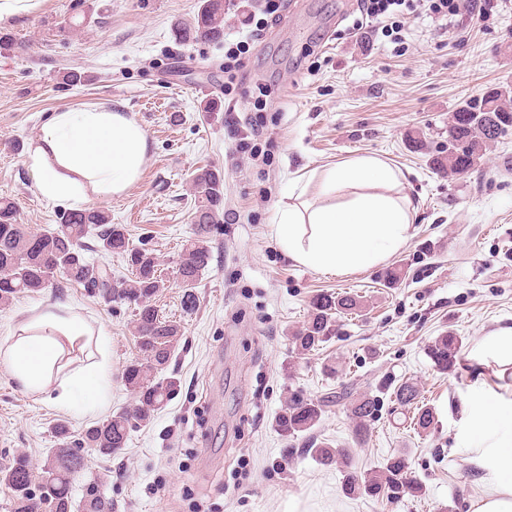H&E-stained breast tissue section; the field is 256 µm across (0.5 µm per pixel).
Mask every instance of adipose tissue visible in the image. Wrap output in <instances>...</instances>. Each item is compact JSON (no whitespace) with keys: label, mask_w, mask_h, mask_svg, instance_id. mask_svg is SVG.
Here are the masks:
<instances>
[{"label":"adipose tissue","mask_w":512,"mask_h":512,"mask_svg":"<svg viewBox=\"0 0 512 512\" xmlns=\"http://www.w3.org/2000/svg\"><path fill=\"white\" fill-rule=\"evenodd\" d=\"M148 137L132 115L100 107L54 113L40 128L26 165L44 199L70 204L89 194L121 197L140 179ZM403 174L376 156H359L318 174L319 190L299 186L278 210L274 236L294 263L342 274L385 262L411 237L414 207L399 195ZM87 351L84 365L65 368L69 350ZM479 372H512V325L482 336L463 355ZM0 367L26 393L82 418L112 398L108 341L69 301L46 303L11 328L0 344ZM462 433L486 473L471 512H512V398L477 386Z\"/></svg>","instance_id":"obj_1"}]
</instances>
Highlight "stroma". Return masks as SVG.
<instances>
[{
    "label": "stroma",
    "instance_id": "stroma-1",
    "mask_svg": "<svg viewBox=\"0 0 512 512\" xmlns=\"http://www.w3.org/2000/svg\"><path fill=\"white\" fill-rule=\"evenodd\" d=\"M199 0H39L0 21V197L20 223L55 228L68 204L34 189L25 157L56 112L102 105L133 115L150 152L139 181L121 198H90L134 245L154 249L167 282L155 305L184 328L165 371L178 387L148 425L131 431L120 454L88 452L72 489L83 512L95 480L112 512H288L298 499L309 512H469L483 472L467 450L460 420L476 376L437 371L425 348L451 330L471 348L496 325L512 322V131L480 163L451 177L432 159L448 144V118L490 87L512 84V11L456 31L428 15L406 20L396 44L374 29L354 30L356 0H288L279 20L257 29L255 0H233L224 32L237 41L257 32L245 81L224 89V45L182 42ZM86 74L68 84L67 72ZM221 108L205 111L211 99ZM264 114L258 139L270 161L235 151L233 121ZM421 137L415 146L413 137ZM400 169L403 194L417 207L409 242L384 263L347 274H321L288 260L274 241V219L295 179L358 156ZM224 175V221L209 237L212 260L198 281L197 312L181 308L176 270L192 235L191 191L197 168ZM406 275L386 285L385 274ZM362 297L359 316L316 352L289 342L322 292ZM49 300L75 302L108 338L112 402L129 409L122 379L137 349L127 306L105 303L61 280L39 295L0 307V340L25 312ZM335 363V375L323 371ZM412 380L436 412L415 431L382 401L367 440L356 444L347 402L328 406L318 438L349 450L353 468L382 467L406 453L421 497L390 504L350 498L342 475L310 455L284 456L274 418L288 391L318 399L346 384L375 393L380 380ZM64 411L27 395L0 369V469L27 455L32 470L55 447Z\"/></svg>",
    "mask_w": 512,
    "mask_h": 512
}]
</instances>
